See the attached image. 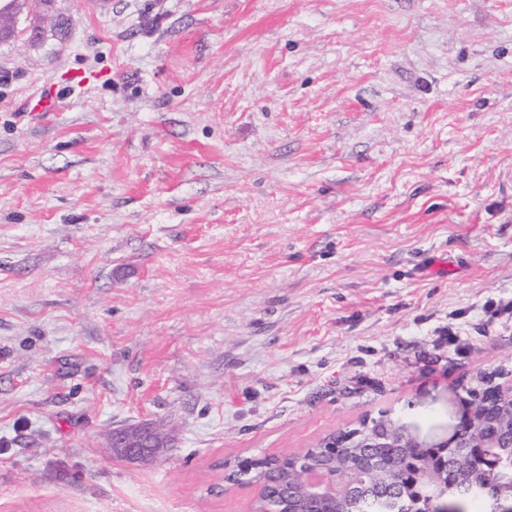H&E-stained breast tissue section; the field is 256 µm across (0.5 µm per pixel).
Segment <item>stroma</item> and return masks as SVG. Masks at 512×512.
Here are the masks:
<instances>
[{"instance_id": "obj_1", "label": "stroma", "mask_w": 512, "mask_h": 512, "mask_svg": "<svg viewBox=\"0 0 512 512\" xmlns=\"http://www.w3.org/2000/svg\"><path fill=\"white\" fill-rule=\"evenodd\" d=\"M12 27L0 512H252L239 460L382 416L430 443L512 371V327L439 340L512 299V0H25ZM146 422L172 447L110 452Z\"/></svg>"}]
</instances>
